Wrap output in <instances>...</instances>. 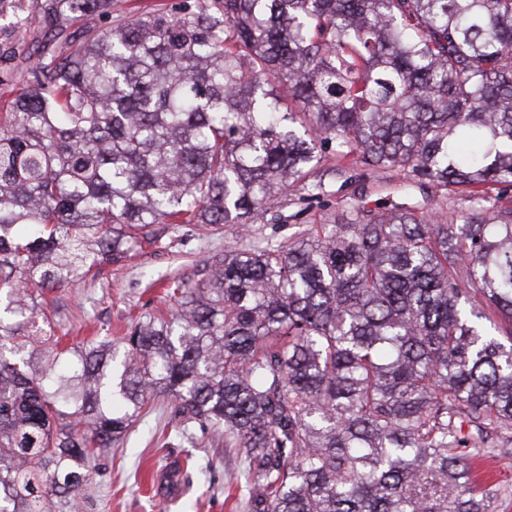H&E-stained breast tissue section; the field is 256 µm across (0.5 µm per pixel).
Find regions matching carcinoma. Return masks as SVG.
<instances>
[{"label":"carcinoma","instance_id":"cac0c4a2","mask_svg":"<svg viewBox=\"0 0 512 512\" xmlns=\"http://www.w3.org/2000/svg\"><path fill=\"white\" fill-rule=\"evenodd\" d=\"M113 2L43 0L0 116V512L76 509L160 397L167 440L243 449L250 512H489L470 460L512 456V202L490 195L512 184V0ZM329 148L478 207L354 206L173 281L177 310L114 341L38 347L46 291L169 224L265 217ZM183 0H114L113 15L139 16L152 12L158 4L174 8L182 4ZM41 39L42 35L36 28H28L24 36L25 44L18 50L16 59L10 63L0 62V116L2 112H7L8 104L12 99L31 87V84L26 83L29 62L24 59L28 57V50L33 51ZM9 68L12 73L6 78Z\"/></svg>","mask_w":512,"mask_h":512}]
</instances>
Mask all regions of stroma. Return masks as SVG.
Returning <instances> with one entry per match:
<instances>
[{"label":"stroma","mask_w":512,"mask_h":512,"mask_svg":"<svg viewBox=\"0 0 512 512\" xmlns=\"http://www.w3.org/2000/svg\"><path fill=\"white\" fill-rule=\"evenodd\" d=\"M41 39L37 29H28L15 60L0 62V113L27 90L26 58ZM319 175L320 197L283 200L278 223L259 220L217 228L174 224L160 242L135 249L126 261L47 292L45 312L52 336L76 351L94 339L125 335L139 319L175 310L176 301L163 289L169 279L196 278L205 262L253 239L278 244L297 234L316 233L320 225L348 218L350 205L372 209L410 203L425 212L432 207L419 186H403L396 173L369 177L359 166L337 172L331 151L323 154ZM168 432L165 403L151 402L128 438L99 449L90 479L77 494L78 512H247L249 487L242 477L240 450L208 434L200 435L194 449L168 447Z\"/></svg>","instance_id":"obj_1"}]
</instances>
